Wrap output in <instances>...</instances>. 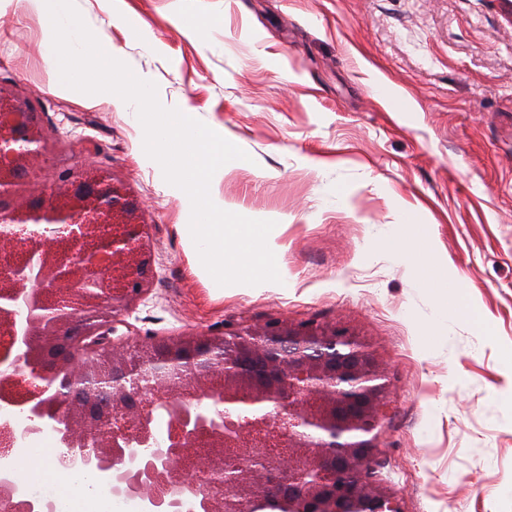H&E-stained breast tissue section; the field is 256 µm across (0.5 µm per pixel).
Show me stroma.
Instances as JSON below:
<instances>
[{
  "label": "stroma",
  "mask_w": 512,
  "mask_h": 512,
  "mask_svg": "<svg viewBox=\"0 0 512 512\" xmlns=\"http://www.w3.org/2000/svg\"><path fill=\"white\" fill-rule=\"evenodd\" d=\"M167 108L190 106L251 158L214 174L225 211L275 221L284 288H217L191 270L142 130L102 95L62 91L42 18L0 0V86L46 139L37 190L102 171L141 205L152 281L130 343L282 321L336 325L384 367L392 409L373 468L400 512H512V5L507 0H75ZM392 89L383 97L372 79ZM339 187L346 199L334 202ZM427 225L448 276L443 341L414 263L387 248Z\"/></svg>",
  "instance_id": "obj_1"
}]
</instances>
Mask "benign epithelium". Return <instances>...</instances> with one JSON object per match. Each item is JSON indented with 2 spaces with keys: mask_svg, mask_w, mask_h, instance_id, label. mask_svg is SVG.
Returning a JSON list of instances; mask_svg holds the SVG:
<instances>
[{
  "mask_svg": "<svg viewBox=\"0 0 512 512\" xmlns=\"http://www.w3.org/2000/svg\"><path fill=\"white\" fill-rule=\"evenodd\" d=\"M0 195L20 170L36 175L46 141L35 107L0 89ZM123 188L98 175L63 172L40 206L22 200L0 224L48 227L23 251L0 238V512H52L26 499L12 475L14 450L49 431L76 472L104 476L156 512H253L255 499L286 512H335L324 492L400 512L372 480L380 429L390 412L384 371L346 331L278 321L185 343L165 356L153 340L116 343L113 323L148 288L145 225ZM214 359L217 386L184 392L170 381L180 362ZM164 402L179 418L158 437L147 425ZM271 402L276 417L224 422L236 403ZM260 475H225L229 458ZM317 473L304 481L309 472Z\"/></svg>",
  "mask_w": 512,
  "mask_h": 512,
  "instance_id": "7a95c632",
  "label": "benign epithelium"
}]
</instances>
